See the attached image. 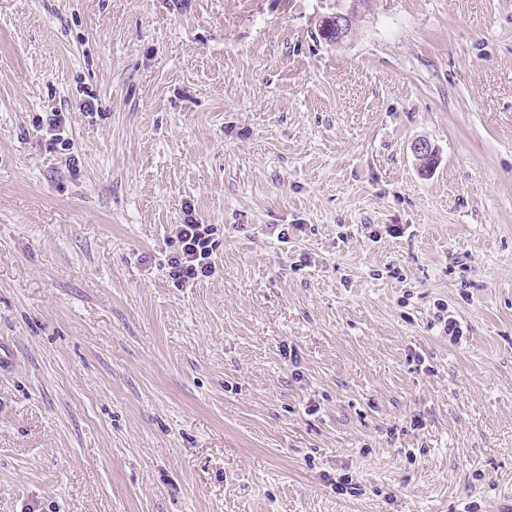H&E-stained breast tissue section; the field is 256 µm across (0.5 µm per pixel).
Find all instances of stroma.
<instances>
[{
	"label": "stroma",
	"mask_w": 512,
	"mask_h": 512,
	"mask_svg": "<svg viewBox=\"0 0 512 512\" xmlns=\"http://www.w3.org/2000/svg\"><path fill=\"white\" fill-rule=\"evenodd\" d=\"M351 5L0 0V512L512 506V0ZM348 10L343 12H336V16H334V23L336 24V35L334 32V28L330 27L327 28V26H332L330 24V20L325 22H322L323 24L320 25V35L323 39L326 41H332L335 37L336 40L339 43H342L346 39V32L352 30V19L356 16V10L352 13L351 18L348 20L347 24V31H346V20L349 18V14L346 13ZM39 117V128L40 130L45 131L46 136H50L49 141L52 142L50 144L55 146L61 144V147H65L63 150H70L71 148H69L70 143L67 141L68 139L63 137L68 120L65 113L50 112ZM183 224L172 229L177 247L167 256L165 267L168 277L176 287H188L199 280L211 278L216 273L214 253L218 247L217 225L203 224L185 206Z\"/></svg>",
	"instance_id": "35a3bbf8"
}]
</instances>
